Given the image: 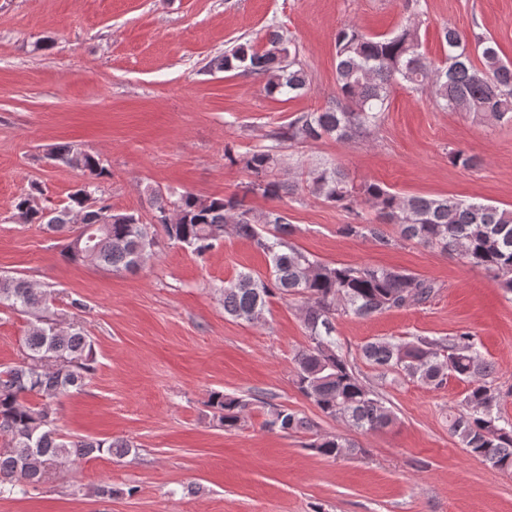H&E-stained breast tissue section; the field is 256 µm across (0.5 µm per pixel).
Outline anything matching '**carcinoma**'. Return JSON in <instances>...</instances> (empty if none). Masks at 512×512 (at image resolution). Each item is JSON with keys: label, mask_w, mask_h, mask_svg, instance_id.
I'll return each mask as SVG.
<instances>
[{"label": "carcinoma", "mask_w": 512, "mask_h": 512, "mask_svg": "<svg viewBox=\"0 0 512 512\" xmlns=\"http://www.w3.org/2000/svg\"><path fill=\"white\" fill-rule=\"evenodd\" d=\"M403 7L405 24L388 36H368L353 25L337 31V95L324 111L299 114L270 134L272 144L256 146L240 158L224 150L226 160L243 162L254 176L247 192L281 197L285 184L277 173L286 143L371 137L385 119L395 84L431 88L436 105L443 110L512 123V61L499 54L495 42L477 35L471 49L458 29L448 25L441 35L444 59L437 64L421 51V0H403ZM473 49L477 65L471 59ZM214 65L263 80L270 95L293 98L310 86L296 44L275 31L270 32L266 49L241 44L215 59ZM52 155L57 163L82 171L92 190L100 191V179L108 170L98 157L69 143L56 147ZM304 182L312 196L353 213L354 221L341 228L344 235L392 247L397 240L386 235L383 225L394 224L400 239L454 253L485 270L512 294V210L454 196H401L377 181L358 186L339 163L309 170ZM360 199L374 210V217L357 210ZM149 205L151 218L145 223L135 213H114L103 202L94 208L77 189L60 209L39 207L30 194L18 197L15 209L24 223L40 224L60 235L67 260L113 271L141 269L165 240L199 257L227 233L251 241L268 258V274L262 278L241 272L225 282L220 289L224 313L257 324L270 297H297L309 340L295 355V384L300 393L324 416L339 419L353 430L371 432L393 423L394 413L340 352L334 323L343 316L367 318L420 306L437 292L436 283L405 269L319 261L291 242L296 227L283 211L272 208L256 215L245 197L237 194L201 198L190 192L164 194L153 189ZM108 216L112 223H103ZM76 217L81 224L73 223ZM80 235L91 239L89 249L74 245ZM0 304L33 318L21 358L0 369V498L26 494L45 481L52 466L104 454H129L134 444L127 439L65 440L57 432L49 403L84 387L95 371L90 337L74 321V311L82 304L72 300L61 308L56 305V290L35 288L21 277L2 274ZM362 356L384 376L394 374L436 388L450 377L466 383L463 399L448 417L449 432L472 457L512 473V419L499 412L502 391L473 332L448 338L381 339L364 345ZM30 396L42 403L31 405ZM209 406L227 431L238 428L251 412L250 401L220 391L210 395ZM263 425L284 433H312L316 428L314 421L298 412L275 406L267 410ZM310 447L336 459L354 452L357 445L332 435L314 439Z\"/></svg>", "instance_id": "cac0c4a2"}]
</instances>
